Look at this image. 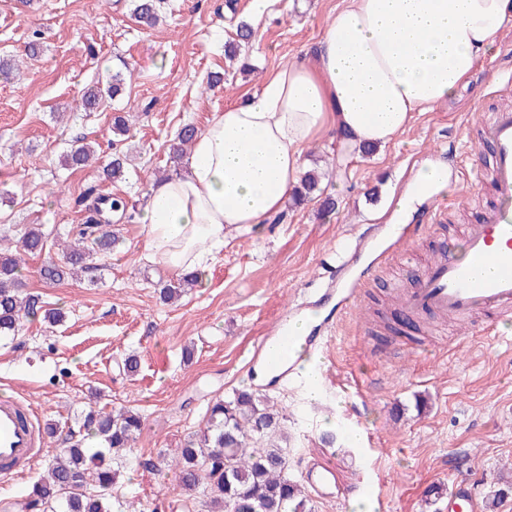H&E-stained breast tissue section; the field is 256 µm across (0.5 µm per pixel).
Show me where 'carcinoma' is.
Masks as SVG:
<instances>
[{
    "instance_id": "obj_1",
    "label": "carcinoma",
    "mask_w": 512,
    "mask_h": 512,
    "mask_svg": "<svg viewBox=\"0 0 512 512\" xmlns=\"http://www.w3.org/2000/svg\"><path fill=\"white\" fill-rule=\"evenodd\" d=\"M162 0H132L131 14L152 28L160 20ZM127 75L117 70L105 87H93L81 97L85 112H96L104 99L121 96ZM134 114L116 112L112 116V133L129 135L134 127ZM197 127L183 125L169 145V159L179 163L191 148ZM96 159V150L82 144L63 155L65 166L80 168ZM105 178L120 179L126 173V155L114 153L109 161H101ZM324 173L310 170L302 177L291 195L298 205L324 193ZM94 191L78 200L85 206V221L78 238L66 242L41 269L48 281H58L77 273L88 275L97 269L96 260L112 252L119 244L117 232L102 228L104 217L99 196L86 204ZM115 210H126L119 198L108 202ZM46 247V236L38 224L31 225L15 249L0 248V335H16L22 322L43 316L58 321L59 313L43 311L41 298L21 291L24 257L39 255ZM189 274L161 285L160 298L174 300L187 288L194 287ZM286 416L270 407L261 396L242 390L233 399H217L207 410L205 426L189 440L180 457L172 460L179 482L188 488H199L204 496L220 507V512H312L302 495L300 483L288 477V450L272 442L283 435ZM141 416L126 408L112 412L89 409L83 416L76 436L70 432L43 475L32 487L25 509L40 512H111L112 486L116 470L111 454L128 448L141 430Z\"/></svg>"
}]
</instances>
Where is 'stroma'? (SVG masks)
<instances>
[{
  "label": "stroma",
  "mask_w": 512,
  "mask_h": 512,
  "mask_svg": "<svg viewBox=\"0 0 512 512\" xmlns=\"http://www.w3.org/2000/svg\"><path fill=\"white\" fill-rule=\"evenodd\" d=\"M339 2L278 0L259 16L253 0H165L159 25L148 29L132 17L131 0H0V59L20 69L14 79H0V227L15 242L28 225H42L47 248L27 259L26 289L63 317L25 323L18 335L0 339V396L23 395L60 435L78 428L92 406L139 412L142 428L117 462L113 490L114 500L132 501L139 512H208L201 491L181 486L168 462L204 426L209 402L242 387L285 408L293 479L304 481L313 464L331 469L334 493L311 497L314 512H350L354 499L366 498L368 481L377 493L366 498L370 512H448L457 483L472 485L482 512H512V325L489 339L452 324L433 326L417 342L376 337L394 287H411L436 251L460 240L495 200L490 183L475 182L491 153L471 129L512 106V95L496 93L512 74V26L454 96L415 113L410 128L375 154L360 156L326 139L307 147V168L331 173L324 190L336 198L335 212L319 216L316 199L286 204L260 238L230 241L207 287L172 303L159 298L157 284L171 274L148 260L138 217L177 129L204 127L213 113L252 97L270 73L311 52ZM242 22L254 32L239 51L251 64L247 72L226 54ZM35 39L41 52L31 59ZM122 66L133 74L123 96L82 111L83 88ZM216 72L223 84L205 91ZM143 106L148 114L120 144L132 157L123 179L63 166V155L85 142L111 155L113 113ZM434 157L452 172L455 207L435 232L402 242L333 332L327 389L312 400L293 387L257 383L248 358L258 339L335 279L362 235L386 225L412 170ZM92 188L132 208V218L115 223L119 247L101 259L94 278L44 280L45 258L56 255L58 239L75 236L83 222L75 201ZM131 355L139 361L132 375L124 370ZM328 432L334 443L324 442ZM352 433L372 436L373 445H350ZM58 446V438L44 439L28 476L0 483V512H22ZM142 459L157 470L140 468ZM501 488L506 496L491 505Z\"/></svg>",
  "instance_id": "stroma-1"
}]
</instances>
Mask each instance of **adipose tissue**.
Masks as SVG:
<instances>
[{
	"mask_svg": "<svg viewBox=\"0 0 512 512\" xmlns=\"http://www.w3.org/2000/svg\"><path fill=\"white\" fill-rule=\"evenodd\" d=\"M512 21V0H344L311 55L198 131L184 174L152 186L141 232L151 257L206 286L232 233L282 212L322 138L382 146L453 96Z\"/></svg>",
	"mask_w": 512,
	"mask_h": 512,
	"instance_id": "adipose-tissue-1",
	"label": "adipose tissue"
}]
</instances>
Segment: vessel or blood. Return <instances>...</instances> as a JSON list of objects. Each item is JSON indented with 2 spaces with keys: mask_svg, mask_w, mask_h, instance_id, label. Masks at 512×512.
<instances>
[{
  "mask_svg": "<svg viewBox=\"0 0 512 512\" xmlns=\"http://www.w3.org/2000/svg\"><path fill=\"white\" fill-rule=\"evenodd\" d=\"M481 142L491 146L494 165L489 173L497 198L479 221L469 225L462 254L444 251L412 290L405 292L407 315L434 314L477 324L480 315L493 319L512 315V109H503L479 125ZM295 340L278 326L255 346L250 361L275 364L279 379H300L302 387L320 386L321 378L303 379L286 360H275L274 349L293 350ZM39 419L26 401L0 399V476L22 478L39 454ZM448 512H479V500L466 487L448 496Z\"/></svg>",
  "mask_w": 512,
  "mask_h": 512,
  "instance_id": "1",
  "label": "vessel or blood"
}]
</instances>
